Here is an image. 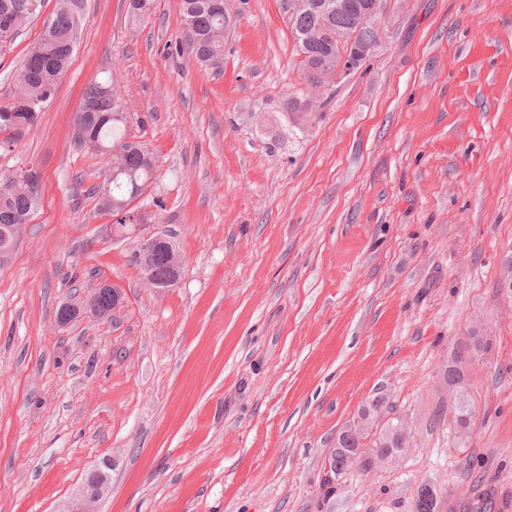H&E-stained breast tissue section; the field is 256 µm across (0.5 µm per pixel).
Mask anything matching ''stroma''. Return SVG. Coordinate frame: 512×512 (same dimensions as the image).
<instances>
[{
  "mask_svg": "<svg viewBox=\"0 0 512 512\" xmlns=\"http://www.w3.org/2000/svg\"><path fill=\"white\" fill-rule=\"evenodd\" d=\"M224 72L184 44L179 0L135 18L86 0L37 125L0 152L39 205L0 261V512H57L103 459L99 512H512V0H386L384 40L312 112L281 0H227ZM44 23L0 56V105ZM121 59L131 140L155 157L138 199L182 259L149 287L136 239L78 181L84 87ZM121 288L106 318L83 306ZM82 310L67 325L56 312ZM475 418L460 443L439 366L474 330ZM412 422L400 463L321 467L362 403Z\"/></svg>",
  "mask_w": 512,
  "mask_h": 512,
  "instance_id": "35a3bbf8",
  "label": "stroma"
}]
</instances>
